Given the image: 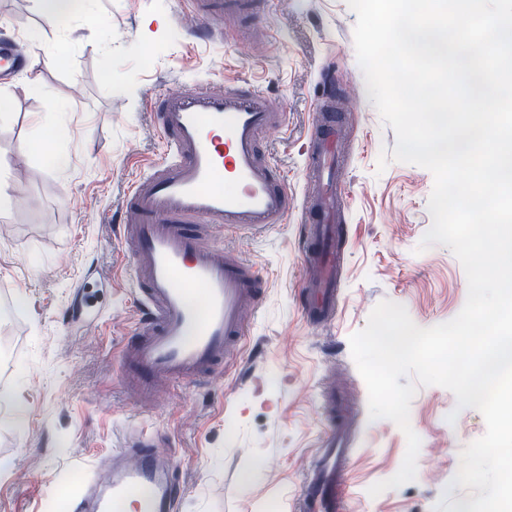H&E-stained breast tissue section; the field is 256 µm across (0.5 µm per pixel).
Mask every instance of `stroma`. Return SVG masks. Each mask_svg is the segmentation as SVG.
Listing matches in <instances>:
<instances>
[{
    "mask_svg": "<svg viewBox=\"0 0 512 512\" xmlns=\"http://www.w3.org/2000/svg\"><path fill=\"white\" fill-rule=\"evenodd\" d=\"M254 16L204 22L182 0H96V19L71 20L62 42L36 0H0V39L38 60L42 89L0 82V168L14 203L0 211V300L16 308L13 367L0 392V512H68L70 486L130 437L152 435L183 488L176 512H291L326 428L330 388L345 390L361 447L348 474L345 512H466L474 488L452 485L459 454L486 432L440 386L418 389L410 424L421 440L414 481L370 496L407 448L392 421L370 419L349 338L390 300L429 328L453 319L468 294L448 247L417 246L432 224L428 170L389 162L383 124L357 61L346 0H256ZM65 56L47 65L45 54ZM256 81L283 108L263 140L267 159L303 198L306 141L321 83L340 110L346 160V265L329 325L300 308V209L255 232L221 226L206 244L238 255L265 281L250 334L219 373L127 387L123 353L136 335L132 247L122 233L132 180L161 159L156 95L183 84ZM455 422H448V415Z\"/></svg>",
    "mask_w": 512,
    "mask_h": 512,
    "instance_id": "stroma-1",
    "label": "stroma"
}]
</instances>
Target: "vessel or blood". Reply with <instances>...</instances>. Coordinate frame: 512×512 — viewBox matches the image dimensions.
Returning <instances> with one entry per match:
<instances>
[{
  "instance_id": "b4317fda",
  "label": "vessel or blood",
  "mask_w": 512,
  "mask_h": 512,
  "mask_svg": "<svg viewBox=\"0 0 512 512\" xmlns=\"http://www.w3.org/2000/svg\"><path fill=\"white\" fill-rule=\"evenodd\" d=\"M193 13L220 7L247 9L248 0H186ZM164 158L133 180L125 198V234L136 243L134 290L138 339L124 361L146 381L182 382L220 365L247 334L245 304L261 286L252 266L205 245L197 229L209 224L263 230L285 223L294 204L281 171L265 162V133L281 123L282 109L258 85L199 84L154 100ZM304 195L303 286L315 321L336 315L337 277L345 261L336 234L346 195L336 157V116L322 92L310 129ZM329 424L298 495L295 512H341L348 465L358 436L343 408L326 407ZM182 492L170 458L138 436L113 452L106 474L85 475L69 497L70 512H175Z\"/></svg>"
}]
</instances>
